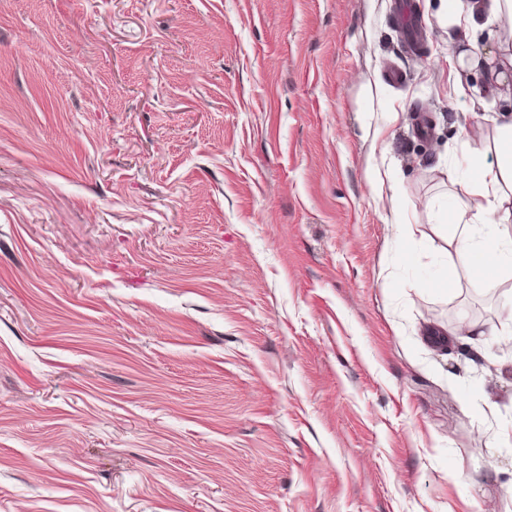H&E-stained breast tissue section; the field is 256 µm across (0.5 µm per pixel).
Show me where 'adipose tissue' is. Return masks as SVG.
Wrapping results in <instances>:
<instances>
[{"label": "adipose tissue", "instance_id": "ef3b65f1", "mask_svg": "<svg viewBox=\"0 0 512 512\" xmlns=\"http://www.w3.org/2000/svg\"><path fill=\"white\" fill-rule=\"evenodd\" d=\"M431 18L447 29L449 40L459 46L455 72L478 70L483 74L482 83L455 85L458 94L469 98L472 106L485 105L487 96L500 93L502 87L512 83V38L502 36L503 28L512 29V0H440ZM483 19L491 24L490 35L497 40V53L489 58L478 56L468 47ZM496 132L497 138L489 147L472 136L464 141L476 172L471 192L479 203L474 208L458 207L444 226L459 262L442 271L440 283L455 284L458 266L475 269L492 256L500 265H512V236L505 231L512 223V120L499 124Z\"/></svg>", "mask_w": 512, "mask_h": 512}]
</instances>
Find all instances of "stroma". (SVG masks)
<instances>
[{"instance_id": "obj_1", "label": "stroma", "mask_w": 512, "mask_h": 512, "mask_svg": "<svg viewBox=\"0 0 512 512\" xmlns=\"http://www.w3.org/2000/svg\"><path fill=\"white\" fill-rule=\"evenodd\" d=\"M399 2L0 0V512H512V104ZM496 132L492 147L470 134L464 141L476 172L471 193L482 201L475 208L458 207L448 224H439L467 268L479 269L489 262V254L497 258L500 269L512 265V236L506 227L512 222V120L499 124ZM489 153L494 156L491 162L487 161ZM491 215L498 217L491 220ZM499 226L505 229L499 231Z\"/></svg>"}]
</instances>
